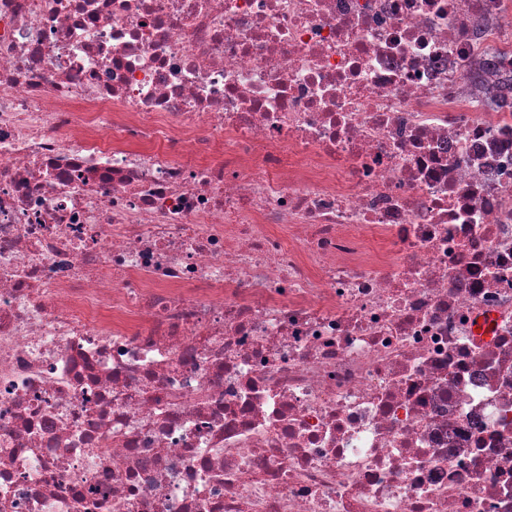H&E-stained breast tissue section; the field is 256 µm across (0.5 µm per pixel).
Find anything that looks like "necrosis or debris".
Returning a JSON list of instances; mask_svg holds the SVG:
<instances>
[{
  "instance_id": "necrosis-or-debris-1",
  "label": "necrosis or debris",
  "mask_w": 512,
  "mask_h": 512,
  "mask_svg": "<svg viewBox=\"0 0 512 512\" xmlns=\"http://www.w3.org/2000/svg\"><path fill=\"white\" fill-rule=\"evenodd\" d=\"M479 66L512 0H0V512H512Z\"/></svg>"
}]
</instances>
